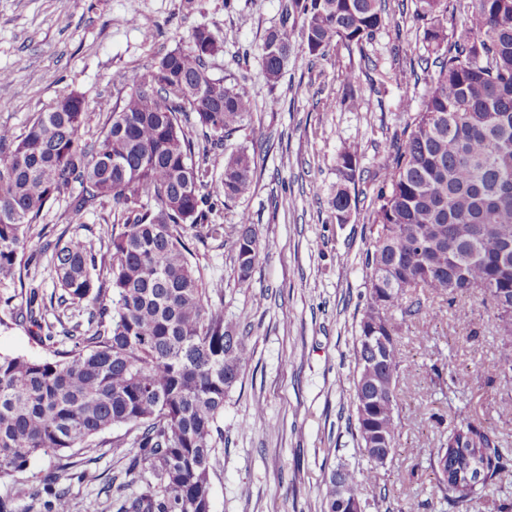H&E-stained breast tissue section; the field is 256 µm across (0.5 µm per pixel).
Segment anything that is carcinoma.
Returning <instances> with one entry per match:
<instances>
[{
	"label": "carcinoma",
	"instance_id": "1",
	"mask_svg": "<svg viewBox=\"0 0 512 512\" xmlns=\"http://www.w3.org/2000/svg\"><path fill=\"white\" fill-rule=\"evenodd\" d=\"M423 39L436 54L437 76L404 130L392 162L382 168L369 234L368 293L355 337L353 437L378 466L400 436L399 378L405 367L400 333L407 318L433 319L436 308L406 294L418 288L457 304L482 297L494 309L501 349L497 369L512 372V0H468L463 19L448 25V0H421ZM384 24L379 0H284L259 64L271 85L292 55L294 34L308 54L334 43L364 52ZM221 45L205 27L189 47L158 57L110 113L97 144L84 139L85 100L70 93L16 136L0 127V286L18 287L24 302L8 311L15 323L38 330L53 355L37 360L0 354V482L14 480L32 459L53 454L57 471L45 478L44 512H71L66 478L81 479L73 458L106 430L124 426L138 449L127 475L144 489L118 512H211L210 469L224 443V402L247 368L248 337L224 322V297L190 262L181 229L213 224L204 167L210 147L185 132L194 124L219 141L240 131L252 112L248 88L208 73ZM357 152L343 146L329 201L345 223L356 197ZM255 164L237 151L224 158L217 191L235 202L254 185ZM82 216L102 198L122 226L105 248L76 233L60 234L33 250L29 229L62 194ZM229 247L241 288L250 287L259 257L246 213ZM51 253L57 289L45 296L23 271ZM110 277L112 291L95 286L92 272ZM90 306L88 324L53 332L48 306ZM385 338L375 349L367 336ZM495 432L472 416L448 426L429 458L435 494L470 512L503 471ZM367 476L343 465L332 470L324 512H340V492L371 512L386 494L369 499Z\"/></svg>",
	"mask_w": 512,
	"mask_h": 512
}]
</instances>
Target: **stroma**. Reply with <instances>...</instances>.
<instances>
[{"instance_id": "35a3bbf8", "label": "stroma", "mask_w": 512, "mask_h": 512, "mask_svg": "<svg viewBox=\"0 0 512 512\" xmlns=\"http://www.w3.org/2000/svg\"><path fill=\"white\" fill-rule=\"evenodd\" d=\"M281 0H0V126L22 134L62 95L77 92L89 104L87 141H96L106 117L154 58L208 28L224 50L208 61L212 77L246 83L253 112L235 136L211 151L210 177L236 150L254 158L257 183L245 198L225 204L215 196L212 223L232 229L247 213L260 245L251 286L239 288L231 253L205 229L186 231L192 262L224 292V318L248 336L252 359L224 404V444L212 461V512H323V493L338 464L367 467L349 428L355 368L354 336L365 302L369 225L385 164L427 93L425 24L419 0H382L386 23L365 51L338 43L325 56L295 45L277 86L258 62L268 29L278 25ZM152 18L144 33L134 16ZM359 99L347 108L342 98ZM355 147L359 170L356 208L337 223L328 205L342 144ZM438 321L419 317L402 326L400 344L410 364L402 374L400 445L373 473L369 495L387 492L398 512H458L439 503L428 467L430 453L457 416L492 428L510 453L500 489L476 512H512V381L496 370L500 339L489 306L472 305V324L457 323L452 308ZM465 383L452 385L455 371ZM116 427L103 443L82 450V480L63 486L72 512H116L141 492L126 469L135 450H112ZM56 459L32 460L13 481L0 484L13 512H41L40 491Z\"/></svg>"}]
</instances>
